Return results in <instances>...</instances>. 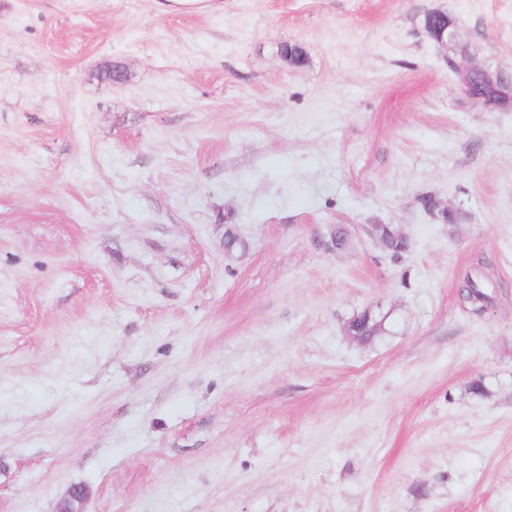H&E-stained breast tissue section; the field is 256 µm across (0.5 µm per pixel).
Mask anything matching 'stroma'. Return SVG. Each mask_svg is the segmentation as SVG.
Listing matches in <instances>:
<instances>
[{
  "label": "stroma",
  "mask_w": 512,
  "mask_h": 512,
  "mask_svg": "<svg viewBox=\"0 0 512 512\" xmlns=\"http://www.w3.org/2000/svg\"><path fill=\"white\" fill-rule=\"evenodd\" d=\"M211 2L0 0V512H512V0ZM424 26L428 34L448 50L449 54L456 52L458 27L454 18L441 11H431L425 16ZM450 59L462 79V95L493 109L512 108V72L491 70L474 63L459 65L453 57ZM459 298L465 307L475 314H480L490 305L492 296L485 284V277L480 269L467 272L461 279Z\"/></svg>",
  "instance_id": "stroma-1"
}]
</instances>
